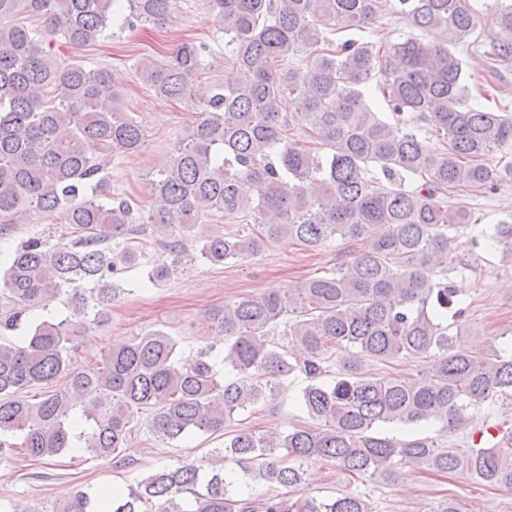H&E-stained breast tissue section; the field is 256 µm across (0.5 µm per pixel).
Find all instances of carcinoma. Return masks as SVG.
I'll use <instances>...</instances> for the list:
<instances>
[{
	"instance_id": "cac0c4a2",
	"label": "carcinoma",
	"mask_w": 512,
	"mask_h": 512,
	"mask_svg": "<svg viewBox=\"0 0 512 512\" xmlns=\"http://www.w3.org/2000/svg\"><path fill=\"white\" fill-rule=\"evenodd\" d=\"M211 2L235 82L202 85L207 46L191 40L165 64L134 63L158 97L196 95L202 106L166 168L148 174L145 211L112 197L97 162L144 144L117 78L79 61L52 66L44 40L58 34L82 47L114 26L159 25L171 0H0V237L32 213H58L67 226L55 243L30 237L0 261V453L50 461L78 448L120 463L139 410L162 440L224 433V447L205 460L156 469L125 491H74L56 512H373L361 493L308 492L318 460L352 477L392 481L411 466L512 489V442L458 452L412 434L463 431L472 408L512 397V352L473 351L468 330L448 326V311H464L448 269L461 263L457 235L472 216L444 197L494 187L500 171L486 160L512 147V116L481 103L485 86L470 93L449 51L467 42L478 13L468 0H393L394 13L441 30L446 42L404 34L379 46L335 35L372 28L383 0ZM484 2L496 26L488 54L512 60V0ZM22 14L42 18L44 31L19 22ZM285 56L300 63L282 67ZM296 128L318 148L292 138ZM214 213L249 219V231L209 230ZM142 224L167 237L151 284L195 261L188 238L213 265L271 243L315 251L339 238L350 252L294 288L212 309L207 328L224 337L216 356L210 346L187 354L154 330L80 364L72 342L107 321L119 297L112 278L142 258ZM480 235L512 264V214ZM62 296L68 315L57 321L49 307ZM333 349L346 356L327 381ZM408 357L428 365L390 379L365 370L367 361ZM296 372L307 381L298 402L308 423L224 431ZM58 380L51 394L28 398ZM237 468L266 492L244 497L229 479Z\"/></svg>"
}]
</instances>
